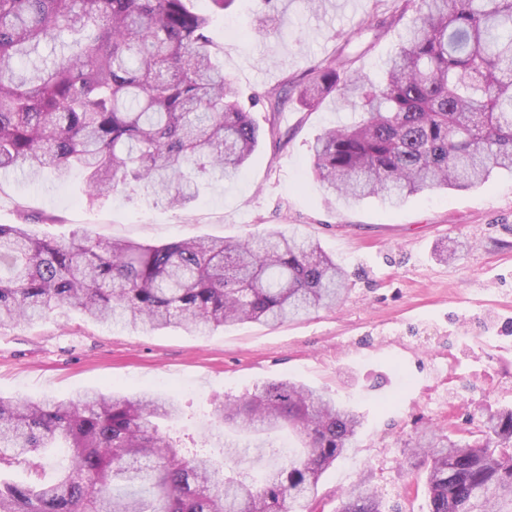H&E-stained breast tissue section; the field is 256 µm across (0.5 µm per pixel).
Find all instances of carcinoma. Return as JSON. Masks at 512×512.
Masks as SVG:
<instances>
[{
  "label": "carcinoma",
  "instance_id": "1",
  "mask_svg": "<svg viewBox=\"0 0 512 512\" xmlns=\"http://www.w3.org/2000/svg\"><path fill=\"white\" fill-rule=\"evenodd\" d=\"M191 0H0V170L58 180L82 171L94 202L131 192L182 207L206 181L236 178L259 129L212 51V17ZM415 16L381 80L312 66L309 107L338 91L362 113L311 147L313 171L345 204L392 203L437 188L468 190L512 173V0H415ZM263 97L274 112L287 90ZM347 274L320 245L272 228L240 240L163 245L39 237L0 224V324L78 310L132 329L204 333L236 323L278 325L344 301ZM174 400L149 392L68 400L0 397V512H311L321 474L355 447L352 408L289 380L227 399L214 427L249 434L288 427L296 452L224 441L218 460L160 430ZM64 448L52 481L40 460ZM512 409L480 437L430 430L409 443L427 466L428 512H512ZM254 477L226 471L253 453ZM23 467L31 478L14 479ZM340 512H384L359 482Z\"/></svg>",
  "mask_w": 512,
  "mask_h": 512
}]
</instances>
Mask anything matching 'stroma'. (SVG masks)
Segmentation results:
<instances>
[{"mask_svg": "<svg viewBox=\"0 0 512 512\" xmlns=\"http://www.w3.org/2000/svg\"><path fill=\"white\" fill-rule=\"evenodd\" d=\"M194 6L212 13L224 75L264 132L242 173L210 182L173 210L135 193L89 203L78 174L59 181L47 172L30 183L0 172V224H31L55 239L89 233L152 245L291 227L348 270L347 298L299 320L205 336L112 327L75 311L7 323L0 395L158 392L180 406L171 434L186 446L207 433L214 403L289 379L333 394L363 418L352 455L322 474L312 512H336L338 492L361 479L377 487L387 512H427L425 469L407 455L411 438L429 427L467 436L487 414L512 407V174L397 206L376 198L342 205L314 176L310 145L355 113L332 96L302 106L296 84L335 58L347 72L376 78L414 16L410 0H325L318 10L308 0H277L279 38L262 31V0H234L217 14L210 0ZM282 85L288 100L270 111L261 96ZM446 252L456 260L444 261Z\"/></svg>", "mask_w": 512, "mask_h": 512, "instance_id": "obj_1", "label": "stroma"}]
</instances>
